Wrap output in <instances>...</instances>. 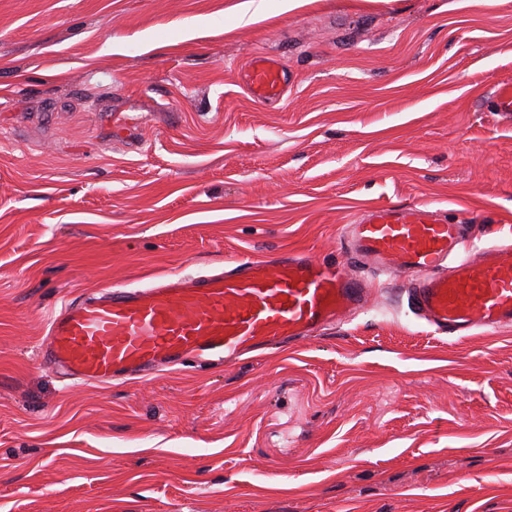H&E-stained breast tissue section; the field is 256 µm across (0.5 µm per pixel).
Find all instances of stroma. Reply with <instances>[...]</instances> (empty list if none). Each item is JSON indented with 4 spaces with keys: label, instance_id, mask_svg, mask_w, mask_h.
<instances>
[{
    "label": "stroma",
    "instance_id": "35a3bbf8",
    "mask_svg": "<svg viewBox=\"0 0 512 512\" xmlns=\"http://www.w3.org/2000/svg\"><path fill=\"white\" fill-rule=\"evenodd\" d=\"M239 3L0 0V512H512V326L434 334L405 280L258 361L41 365L68 300L336 259L373 205L512 235V0ZM244 75L249 90L257 98L272 99L285 92L286 73L280 61L273 56H254L249 61Z\"/></svg>",
    "mask_w": 512,
    "mask_h": 512
}]
</instances>
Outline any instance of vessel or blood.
<instances>
[{
    "instance_id": "b4317fda",
    "label": "vessel or blood",
    "mask_w": 512,
    "mask_h": 512,
    "mask_svg": "<svg viewBox=\"0 0 512 512\" xmlns=\"http://www.w3.org/2000/svg\"><path fill=\"white\" fill-rule=\"evenodd\" d=\"M245 80L260 99L283 95L287 83L266 54L249 61ZM350 233L352 260L409 278L412 302L436 333L512 325V241L469 247L464 225L426 205L370 207ZM351 262L288 251L216 274L107 290L52 316L40 355L83 383L233 363L362 310L373 288Z\"/></svg>"
}]
</instances>
